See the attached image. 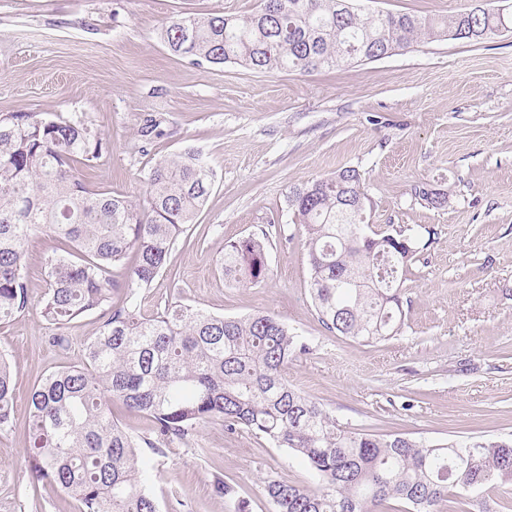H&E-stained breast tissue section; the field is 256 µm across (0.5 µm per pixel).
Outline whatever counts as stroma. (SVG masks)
<instances>
[{
	"label": "stroma",
	"instance_id": "1",
	"mask_svg": "<svg viewBox=\"0 0 512 512\" xmlns=\"http://www.w3.org/2000/svg\"><path fill=\"white\" fill-rule=\"evenodd\" d=\"M475 0H355L378 11L444 17ZM258 0H0V115L30 112L81 121L107 142L81 167L95 190L137 198L148 168L192 147L217 180L188 239L144 292L145 311L179 299L211 314L274 313L305 336L289 383L339 425L406 433L433 444L512 438V34L485 43L448 38L330 71L256 73L194 64L172 54L161 32L180 14H244ZM151 139L140 129L147 118ZM358 168L373 229L426 228L412 262L404 323L365 345L330 333L310 296L303 228L291 188ZM449 189L447 207L415 198L417 185ZM268 231L270 277L248 287L217 271L228 239ZM59 243L28 244L29 305L0 323V353L15 371L12 426L0 433V512H75L73 498L31 469L27 396L43 374L78 364L103 321L97 309L56 327L39 303L44 260ZM62 334L64 346L49 336ZM160 512H235L213 490L232 484L250 512H272L264 486L314 487L286 449L222 422L154 457ZM440 512H512V484L480 497L456 490Z\"/></svg>",
	"mask_w": 512,
	"mask_h": 512
}]
</instances>
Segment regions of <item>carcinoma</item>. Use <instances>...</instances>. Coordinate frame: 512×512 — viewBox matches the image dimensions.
Listing matches in <instances>:
<instances>
[{
	"instance_id": "obj_1",
	"label": "carcinoma",
	"mask_w": 512,
	"mask_h": 512,
	"mask_svg": "<svg viewBox=\"0 0 512 512\" xmlns=\"http://www.w3.org/2000/svg\"><path fill=\"white\" fill-rule=\"evenodd\" d=\"M512 32V15L474 7L442 20L410 13L361 15L350 0H260L247 15L176 16L167 48L195 64L234 63L255 72L313 73L374 61L393 49L448 37L481 43ZM103 138L81 121L34 113L0 115V321L29 303L27 246L39 231L62 254L48 260L42 314L62 326L101 308L125 268V298L107 313L79 366L50 373L28 395V432L37 477L76 501L77 512H159L149 461L112 416V405L149 416L165 445L222 421L285 448L317 479L307 489L271 480L273 512H438L448 490L480 494L512 481V441L474 437L431 444L402 435L341 428L290 385L288 363L309 349L270 313L224 318L168 301L149 314L141 293L163 272L194 224L216 173L192 149L157 160L137 199L96 192L77 165L100 158ZM361 175L354 167L292 188L288 209L304 229L310 294L331 333L377 343L403 323L402 287L420 233L358 235ZM414 196L434 208L449 194ZM266 232L225 242L219 269L239 286L265 281ZM14 374L0 354V431L11 424Z\"/></svg>"
}]
</instances>
